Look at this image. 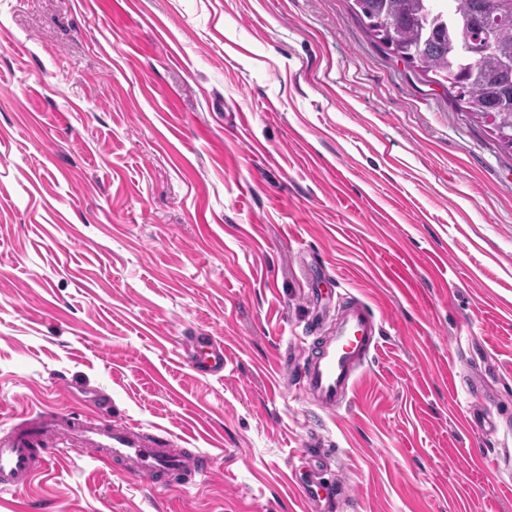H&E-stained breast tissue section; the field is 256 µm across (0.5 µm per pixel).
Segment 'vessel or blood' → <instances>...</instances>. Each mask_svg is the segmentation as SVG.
Here are the masks:
<instances>
[{"instance_id": "obj_1", "label": "vessel or blood", "mask_w": 512, "mask_h": 512, "mask_svg": "<svg viewBox=\"0 0 512 512\" xmlns=\"http://www.w3.org/2000/svg\"><path fill=\"white\" fill-rule=\"evenodd\" d=\"M379 335L368 306L353 304L319 354L303 358L296 391L321 410L335 411L352 391L354 371L375 349ZM181 348L195 371L223 377L224 347L214 336L191 333L183 337ZM70 451L96 462L121 464L126 476L151 486L164 476H206L213 469L208 455L174 450L168 433H148L139 425L115 421L107 408L66 414L41 407L18 413L15 422L0 428V491L28 488L55 456Z\"/></svg>"}]
</instances>
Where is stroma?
<instances>
[{
  "instance_id": "35a3bbf8",
  "label": "stroma",
  "mask_w": 512,
  "mask_h": 512,
  "mask_svg": "<svg viewBox=\"0 0 512 512\" xmlns=\"http://www.w3.org/2000/svg\"><path fill=\"white\" fill-rule=\"evenodd\" d=\"M1 156L0 415L101 392L214 470L59 459L0 512H313L295 470L333 512H512V152L353 0H0ZM353 299L381 336L325 412L281 370ZM181 348L188 364L198 373L224 376V345L218 343L214 336L203 332H193L183 336Z\"/></svg>"
}]
</instances>
